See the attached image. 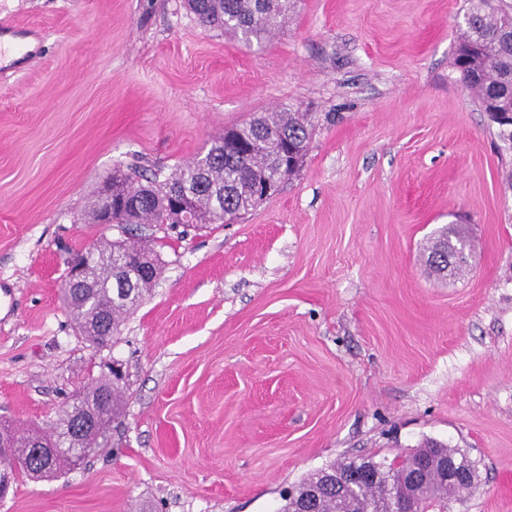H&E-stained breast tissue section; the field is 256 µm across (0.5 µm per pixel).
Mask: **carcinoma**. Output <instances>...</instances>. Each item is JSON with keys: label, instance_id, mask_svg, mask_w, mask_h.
I'll list each match as a JSON object with an SVG mask.
<instances>
[{"label": "carcinoma", "instance_id": "1", "mask_svg": "<svg viewBox=\"0 0 512 512\" xmlns=\"http://www.w3.org/2000/svg\"><path fill=\"white\" fill-rule=\"evenodd\" d=\"M294 0H186L187 8L205 27L230 34L242 42L265 40L289 18ZM454 64L462 82L481 111L499 126V137L512 149V0H468L466 28L455 49ZM313 125L308 115L288 107L264 113L243 126H235L215 138L207 151L176 167L169 174H142L118 170L112 174V222L115 224H172L171 208L180 199L186 206L187 224H224L253 208L257 181L280 175L279 151L283 141L306 155ZM466 235L456 225L448 226L429 248L427 262L439 276L456 275L467 262ZM95 260L88 266V282L64 287L70 315L85 340L105 347L114 340L125 319L141 304L160 274L161 261L152 250L128 241H106L93 246ZM108 396L107 403L101 402ZM72 406L93 420V426L76 438L83 448H93L99 437L120 415V381L100 376ZM71 422L63 414L49 432L27 430L14 438L12 447L0 449V472L13 483L24 475L30 479L54 478L74 464V454H56L46 463L32 456L29 445L40 440L47 448L64 445ZM457 451L429 440L402 457V465L378 481L360 478L344 491L326 479L336 471L356 473L386 459L372 457L333 462L303 480L297 491L307 495L304 512H336L354 507L362 512H384L398 492L406 472L417 474L419 498L424 512H445L448 498L471 487L469 473L448 485L438 480L434 467L440 456Z\"/></svg>", "mask_w": 512, "mask_h": 512}]
</instances>
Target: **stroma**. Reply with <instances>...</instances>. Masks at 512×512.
<instances>
[{"label": "stroma", "mask_w": 512, "mask_h": 512, "mask_svg": "<svg viewBox=\"0 0 512 512\" xmlns=\"http://www.w3.org/2000/svg\"><path fill=\"white\" fill-rule=\"evenodd\" d=\"M464 0H297L269 41L183 0H0L41 44L0 70V422L51 428L102 366L120 417L0 512H278L326 465L465 453L447 512H512V152L453 64ZM313 121L277 195L230 224H152V292L106 347L62 282L114 169L170 172L282 106ZM449 224L463 275L430 274Z\"/></svg>", "instance_id": "1"}]
</instances>
